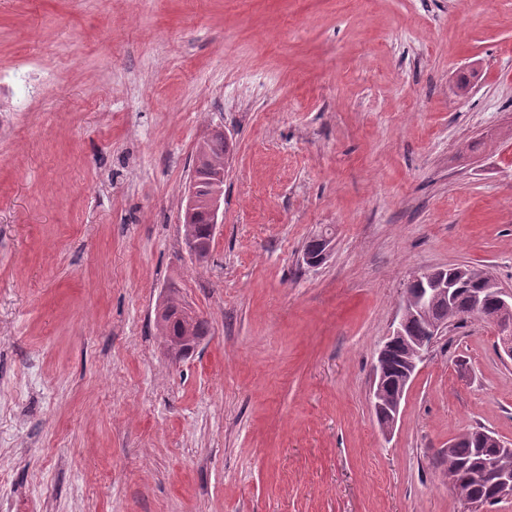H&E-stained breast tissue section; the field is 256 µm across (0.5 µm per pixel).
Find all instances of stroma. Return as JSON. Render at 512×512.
<instances>
[{"mask_svg": "<svg viewBox=\"0 0 512 512\" xmlns=\"http://www.w3.org/2000/svg\"><path fill=\"white\" fill-rule=\"evenodd\" d=\"M216 128L200 265L182 196ZM454 264L512 286V0H0L1 500L469 512L436 457L512 446L495 328L436 339L391 435L369 398L408 279ZM166 297L209 324L178 360Z\"/></svg>", "mask_w": 512, "mask_h": 512, "instance_id": "stroma-1", "label": "stroma"}]
</instances>
